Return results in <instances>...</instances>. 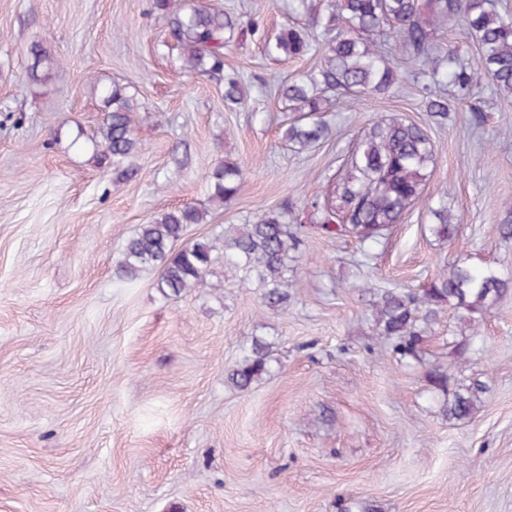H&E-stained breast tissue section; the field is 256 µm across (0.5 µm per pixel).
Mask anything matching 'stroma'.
<instances>
[{
    "instance_id": "1",
    "label": "stroma",
    "mask_w": 512,
    "mask_h": 512,
    "mask_svg": "<svg viewBox=\"0 0 512 512\" xmlns=\"http://www.w3.org/2000/svg\"><path fill=\"white\" fill-rule=\"evenodd\" d=\"M275 32L294 0H213ZM152 0H0V512H512V290L471 334L448 307L425 326L421 360L377 343L361 281L421 288L461 259L512 275L499 233L512 200V97L482 80L468 104L431 125L415 67L356 110H331L333 133L305 151L276 79L315 56L275 61L259 36L225 51L224 74H192ZM41 43L61 65L27 74ZM243 76L224 102L225 73ZM134 95L140 152L129 171L101 163L91 137L103 104L89 81ZM482 123H475L474 112ZM398 115L427 126L435 161L419 201L381 244L311 231L290 273L288 312L225 281L165 297L158 270L119 279L138 225L185 204L207 208L185 239L221 235L259 210L305 204L344 176L357 135ZM248 176L224 207L207 172ZM459 219L452 240L427 230L440 194ZM268 371L240 391L226 374L253 339ZM448 375L435 389L431 370ZM481 382L468 418L448 391Z\"/></svg>"
}]
</instances>
